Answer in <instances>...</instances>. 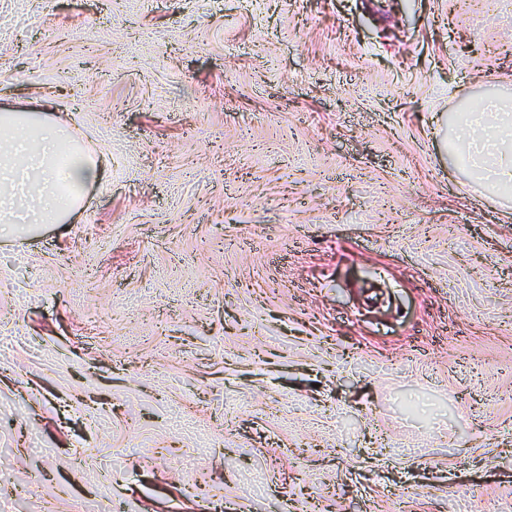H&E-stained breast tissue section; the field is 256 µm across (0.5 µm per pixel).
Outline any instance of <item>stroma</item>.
Returning a JSON list of instances; mask_svg holds the SVG:
<instances>
[{
  "instance_id": "obj_1",
  "label": "stroma",
  "mask_w": 512,
  "mask_h": 512,
  "mask_svg": "<svg viewBox=\"0 0 512 512\" xmlns=\"http://www.w3.org/2000/svg\"><path fill=\"white\" fill-rule=\"evenodd\" d=\"M0 87L108 158L0 239V512H512V0H0ZM496 112V113H484ZM499 107L492 104L489 110L467 112L460 116L463 125V136L455 149V155L462 164L473 161L471 143L467 140L469 132L474 128L482 132L480 153L485 158V178L502 189L512 190V120L510 112L498 113ZM505 116V117H504ZM508 135H503L504 127Z\"/></svg>"
}]
</instances>
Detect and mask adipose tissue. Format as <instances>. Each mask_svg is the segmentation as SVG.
Masks as SVG:
<instances>
[{
    "mask_svg": "<svg viewBox=\"0 0 512 512\" xmlns=\"http://www.w3.org/2000/svg\"><path fill=\"white\" fill-rule=\"evenodd\" d=\"M463 138L455 150L462 164L473 159L467 132L482 133L485 177L512 190V118L501 113L461 114ZM72 129L41 106L0 98V236L18 226L68 223L95 182L102 158L72 145Z\"/></svg>",
    "mask_w": 512,
    "mask_h": 512,
    "instance_id": "1",
    "label": "adipose tissue"
}]
</instances>
